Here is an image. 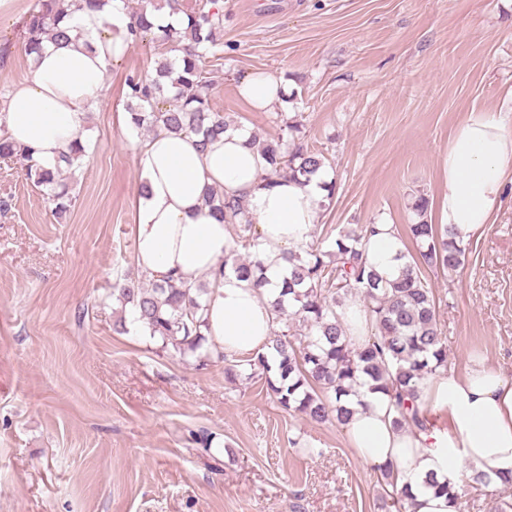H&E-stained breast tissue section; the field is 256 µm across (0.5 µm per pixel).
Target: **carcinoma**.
<instances>
[{
  "instance_id": "cac0c4a2",
  "label": "carcinoma",
  "mask_w": 512,
  "mask_h": 512,
  "mask_svg": "<svg viewBox=\"0 0 512 512\" xmlns=\"http://www.w3.org/2000/svg\"><path fill=\"white\" fill-rule=\"evenodd\" d=\"M64 2L35 0L25 21L27 56L39 54L46 39L59 42L70 38ZM163 7L184 15L186 23L179 28L161 26L156 23L158 9L143 7L132 15V42L157 32L160 41L182 45L185 56L178 62L162 59L157 62L155 75L147 73L129 82V98L136 102V107L130 108L132 126L151 133L161 126L205 137L222 133L229 123L213 110L202 89L204 61L209 57L222 59L224 14L211 0L194 5L187 0H164ZM278 117L288 131L287 138L252 137L270 165L264 179L307 178L326 166L324 154L301 141L298 124L284 113ZM31 153L0 138V158L18 159L25 180L48 191L56 214L67 213L87 144L75 141L53 169L34 161ZM206 204L214 217L235 228L233 244L224 255V268L255 278L258 286L267 283L258 258L256 225L245 217L242 205L224 199L214 189L207 193ZM428 207L424 197L414 202V210L422 217L407 225L415 252L401 254L404 267L393 282L384 280L360 249L362 239L376 233L373 224H358L340 232L333 250L314 242L305 256L288 255V276L273 304L281 328L270 338L272 353L235 360L224 368L225 378L234 381L238 368L247 366L283 409H294L317 424L334 419L343 426L351 410L341 399L351 395L353 384L365 375L374 382V390L388 395L396 412L395 428L407 432L426 426L429 418L419 408L417 398L427 380L448 373V345L436 297L424 272H454L465 258V246L448 235V225L424 220ZM242 248L247 255L240 253ZM208 291L202 283L187 288L174 279L146 286L126 274L123 282L113 286L112 295L122 307L130 308L133 322L161 342V349L185 356L203 348L206 359L225 361L227 355L204 348L207 323L203 312ZM349 295L361 297L371 325V333L358 345L351 343L337 312ZM292 320L302 323L306 332L293 336Z\"/></svg>"
}]
</instances>
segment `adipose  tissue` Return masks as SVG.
<instances>
[{"mask_svg":"<svg viewBox=\"0 0 512 512\" xmlns=\"http://www.w3.org/2000/svg\"><path fill=\"white\" fill-rule=\"evenodd\" d=\"M67 22L76 40L45 42L30 76L14 85L0 113V136L32 149L34 160L47 167L80 138L88 113L99 106L109 68L131 46L121 0L102 11L73 10ZM287 93L284 79L267 71L238 85L240 98L257 112ZM251 137L239 125L206 141L190 131L160 128L134 150L146 185L135 201L137 268L150 279L173 278L190 288L207 277V338L215 349L238 357L267 352L276 328L273 295L288 273L287 256L311 243L330 181L323 170L307 179H266L269 164ZM440 167L443 192L435 223L447 225L456 242L480 238L512 184V124L492 110L472 111L451 135ZM212 187L241 201L256 224L265 287L221 271L232 237L203 203ZM401 247L390 224L362 241L367 262L391 281L401 266ZM356 397L344 427L346 446L366 466L391 468L397 488L412 496L408 512H456L451 495L462 476L486 473L497 484L512 475V377L486 358H469L463 373L427 381L418 403L447 413L448 427L440 432L396 430L388 397L369 385L359 386ZM429 475L448 484L450 494L425 488Z\"/></svg>","mask_w":512,"mask_h":512,"instance_id":"obj_1","label":"adipose tissue"}]
</instances>
